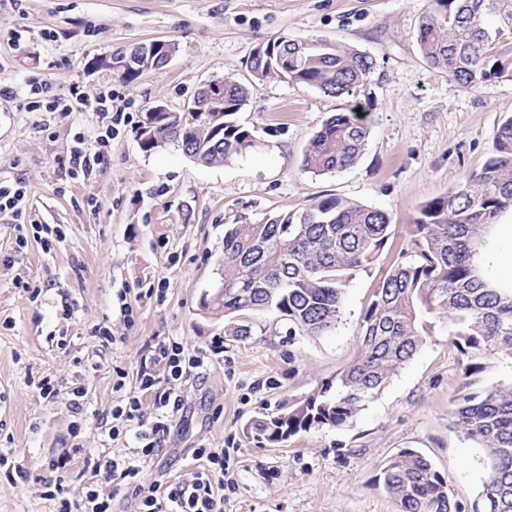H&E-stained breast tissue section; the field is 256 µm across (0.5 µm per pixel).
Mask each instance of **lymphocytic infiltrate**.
<instances>
[{"instance_id":"f902f5d3","label":"lymphocytic infiltrate","mask_w":512,"mask_h":512,"mask_svg":"<svg viewBox=\"0 0 512 512\" xmlns=\"http://www.w3.org/2000/svg\"><path fill=\"white\" fill-rule=\"evenodd\" d=\"M28 111L71 112L89 110L111 112L112 88L104 86L95 99H87L78 85H70L67 92L55 93L50 87L34 83L29 91ZM222 344H213L208 351L192 352L179 342L164 343L156 347L152 367L142 368L138 373V395L129 397L127 403L113 408L112 423L108 428L109 438H118L128 422L138 419L140 394L153 398L155 420L150 428L137 430L135 437L141 444L138 458L131 461L91 460L86 465L89 478L81 503H74L69 496V487L61 473L68 464V453L50 458L47 466L58 477L48 483L46 497L54 503V512H112V497L100 488L102 478L120 477L130 479L133 494L138 501L139 512H224V499L216 495L210 478L197 473L192 479L171 482L161 478L144 482L140 475L143 466L159 447L167 431V421L181 406V399L174 389L160 388V381L171 382L191 376L207 367L213 356L223 353Z\"/></svg>"}]
</instances>
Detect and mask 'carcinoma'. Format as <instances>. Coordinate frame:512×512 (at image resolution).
Returning a JSON list of instances; mask_svg holds the SVG:
<instances>
[{
  "instance_id": "cac0c4a2",
  "label": "carcinoma",
  "mask_w": 512,
  "mask_h": 512,
  "mask_svg": "<svg viewBox=\"0 0 512 512\" xmlns=\"http://www.w3.org/2000/svg\"><path fill=\"white\" fill-rule=\"evenodd\" d=\"M418 22L422 59L463 89L512 76V0H430ZM163 51L144 49L133 69L102 61L126 83L166 65ZM375 60L345 45L286 36L259 43L248 66L252 80L287 79L328 96L349 98L311 137L302 166L314 174L356 163L370 133L373 109L361 95ZM250 88L224 77V103L195 111L154 112L146 120L165 143L202 165L221 164L256 144L237 114ZM512 210V116L494 135L480 172L442 197L423 203L411 224L415 258L381 277L364 309L358 355L336 380L288 411L254 423L269 442L315 427L350 423L399 369L435 336H448L458 356L451 400L453 428L483 450L481 512H512V288H496L476 263L500 213ZM392 217L334 195L262 224H229L224 231L223 302L203 309L224 317V334L253 336L251 318L272 316L309 336H322L341 318L350 276L368 271L390 237ZM399 512H460L448 482L420 452L406 448L381 472Z\"/></svg>"
}]
</instances>
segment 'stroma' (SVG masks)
I'll use <instances>...</instances> for the list:
<instances>
[{"mask_svg": "<svg viewBox=\"0 0 512 512\" xmlns=\"http://www.w3.org/2000/svg\"><path fill=\"white\" fill-rule=\"evenodd\" d=\"M428 7L429 0H0V85L15 90L0 98V183L22 184L28 194L23 216L0 213V453L28 471L15 484L0 479V512H52L42 497L54 477L45 462L72 446L80 448L68 468L75 499L87 459L134 458L133 434L112 440L102 426L138 394V372L154 348L173 340L192 351L219 340L224 354L175 382L183 407L146 473L191 478L208 468L193 450L220 448L224 470L211 480L223 487L224 512H398L380 475L411 448L447 477L462 512H473L482 450L449 426L458 365L447 337L429 343L348 425L280 443L250 427L317 393L356 358L361 314L381 272L409 260L419 205L479 171L512 115V76L466 91L421 58L415 35ZM283 35L374 57L371 133L353 166L303 170L310 138L347 100L288 80L252 84L238 119L256 145L223 164H198L173 144L141 149L148 108L160 102L181 112L209 80L248 78L254 48ZM162 37L178 42L177 54L134 83L96 65ZM33 82L56 91L76 83L91 96L111 85L112 108L126 120L104 164L71 176L77 140L94 147L102 116L28 111ZM326 195L386 210L395 224L376 266L351 279L335 330L292 335L287 323L257 316L252 338L225 335L223 318L201 308L221 286L225 225L260 224ZM101 327L111 340L99 338ZM45 376L55 397L35 386Z\"/></svg>", "mask_w": 512, "mask_h": 512, "instance_id": "stroma-1", "label": "stroma"}]
</instances>
